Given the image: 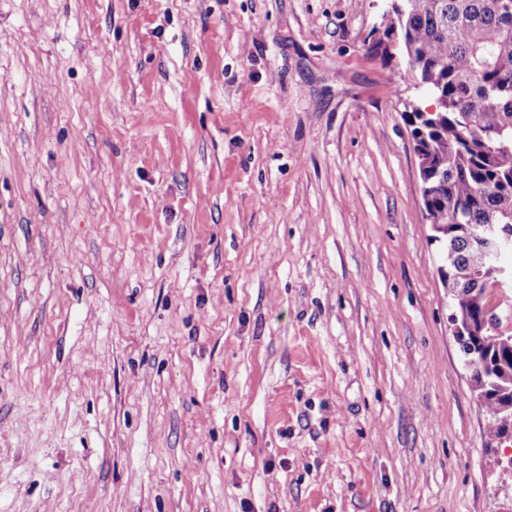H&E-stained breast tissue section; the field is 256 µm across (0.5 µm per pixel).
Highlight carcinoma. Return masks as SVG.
I'll list each match as a JSON object with an SVG mask.
<instances>
[{
    "label": "carcinoma",
    "instance_id": "1",
    "mask_svg": "<svg viewBox=\"0 0 512 512\" xmlns=\"http://www.w3.org/2000/svg\"><path fill=\"white\" fill-rule=\"evenodd\" d=\"M384 38L371 50L399 45L414 82L439 103L436 122L411 112L420 173L433 186L426 218L442 242L443 284L462 321L476 320L488 304L492 281H466L486 273V258L472 240L479 224L512 228V9L502 0H411L387 16ZM474 358L485 375L472 378L493 418L486 434L512 431V347L482 334Z\"/></svg>",
    "mask_w": 512,
    "mask_h": 512
}]
</instances>
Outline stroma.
<instances>
[{
  "label": "stroma",
  "mask_w": 512,
  "mask_h": 512,
  "mask_svg": "<svg viewBox=\"0 0 512 512\" xmlns=\"http://www.w3.org/2000/svg\"><path fill=\"white\" fill-rule=\"evenodd\" d=\"M388 0H0V512H512Z\"/></svg>",
  "instance_id": "35a3bbf8"
}]
</instances>
